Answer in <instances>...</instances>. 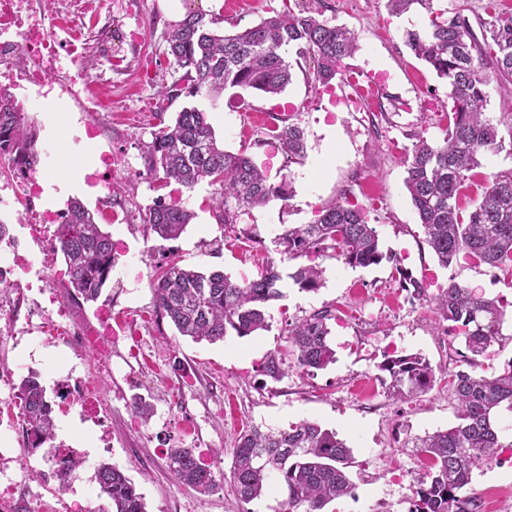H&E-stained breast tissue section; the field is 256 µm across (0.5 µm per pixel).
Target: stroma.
<instances>
[{"label":"stroma","mask_w":512,"mask_h":512,"mask_svg":"<svg viewBox=\"0 0 512 512\" xmlns=\"http://www.w3.org/2000/svg\"><path fill=\"white\" fill-rule=\"evenodd\" d=\"M286 0H147L142 17L112 11V22L141 37L125 47L126 67L107 73L112 108L91 114L112 144L114 202L125 204L129 221L105 225L113 240L126 244L135 265L118 259L112 278L97 302L72 297L67 281L53 290L69 312L67 322H90L109 343L100 353L45 342L37 327L24 335L0 334V368L11 384L28 370L39 371L47 391L69 368L94 380L106 413L100 423L76 414L56 415L60 439L80 449L82 464L72 471L66 489L43 484L40 454L20 452L15 461L21 481L8 495L34 508L37 501L59 512L62 500L98 492L96 466L108 462L139 487L148 512H284L281 498L268 494L242 504L230 481L232 452L239 436L254 426L277 427L302 419L336 431L351 448L354 489L325 512H408L411 485L428 465L414 438L447 429L455 421L449 376L463 364L462 337L448 334L432 301L449 281L480 288L487 297L512 302V288L494 269L461 259L440 266L425 241L424 229L405 188V158L418 138L442 140L448 123V85L404 45L406 29L423 27L424 14L397 16L386 0H322L324 19L347 26L358 36V49L346 59L347 71L372 72V94H359L346 81L330 86L313 79V62L294 68L280 95L227 90L218 99L199 96L168 100L165 112L149 111L161 86L175 75L166 57L171 24L195 9L215 16V31L230 34L275 15ZM487 114L499 124L501 150L480 156V165L460 197L469 210L483 195L486 179L512 169V83L490 79ZM204 110L217 140L226 150L243 152L262 167L270 183L288 182V201H271L240 215L237 228L251 229L253 239L220 224L211 208L214 186L200 183L182 192V205L194 218L178 239L155 234L146 213L167 190L147 176V147L161 123L172 122L183 107ZM39 143L53 142L67 163L70 196L93 206L95 192L84 181L96 145L75 143L76 115L60 108H30ZM305 132L306 156L288 163L270 140L269 126L280 117ZM348 193L376 228L385 254L380 264L351 267L334 256L320 258L322 285L302 292L284 286L282 299L271 302L268 329L244 338L196 343L179 336L168 319L156 314L150 284L159 264L180 262L202 271L220 270L236 281L256 278L267 261L293 271L272 244L282 225L309 223L317 208ZM427 288V300L402 290L397 269ZM333 306L329 342L336 360L326 369L304 374L289 371L275 381L259 369L272 354L287 355L290 322ZM420 354L434 373L430 390L405 401L390 397L389 376L381 371L385 354ZM154 406L149 421L130 412L134 396ZM501 456L474 470L467 495L479 512H512V413L501 416ZM194 449L210 467L216 486L199 494L177 482L166 466L167 449Z\"/></svg>","instance_id":"obj_1"}]
</instances>
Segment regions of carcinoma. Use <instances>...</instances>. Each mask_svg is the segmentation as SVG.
Here are the masks:
<instances>
[{
	"mask_svg": "<svg viewBox=\"0 0 512 512\" xmlns=\"http://www.w3.org/2000/svg\"><path fill=\"white\" fill-rule=\"evenodd\" d=\"M435 0H387L388 9L403 14L418 9L428 15L423 29H407L404 43L436 76L448 82V127L442 141L430 144L420 138L406 159L405 186L424 228L426 242L440 264L449 267L461 255L512 277V171L491 176L481 202L471 211L458 200L478 157L502 148L498 125L485 110L489 61L495 74L512 80V13H493L473 27L464 9L434 8ZM318 10L298 4L260 20L232 35H220L215 19L201 11H189L172 25L167 35L169 65L179 74L161 88L164 97L205 95L212 99L228 89L252 90L263 95L282 92L292 80L293 64L280 53L293 46L297 59L316 63L315 80L327 83L340 73L343 60L357 48L355 33L317 17ZM279 146L288 162L305 156V136L296 123L276 130ZM8 145L24 162L39 163L37 132L26 110L0 89V144ZM147 174L167 184L193 189L206 181L216 187L212 198L221 224L236 225L243 209L264 206L272 200H289L286 184H271L243 153L218 145L206 113L183 108L175 121L154 134L147 151ZM57 251L64 258L73 295L97 300L110 279L116 261L111 235L96 224L78 200L65 210ZM194 214L180 202L158 197L148 208L147 222L164 240L178 238ZM280 253L290 260L310 261L331 251L352 267L379 264L376 228L361 209L350 203L348 193L319 209L308 224L285 225L274 238ZM400 287L417 299H427L422 283L397 269ZM322 270L299 265L287 274L299 290L316 291ZM281 272L267 263L259 278L233 281L222 272L208 274L179 263L159 265L151 283L155 309L170 320L181 336L199 342L224 341L228 332L243 338L268 328L267 305L282 296ZM448 332L464 339L471 356L467 369L453 374L457 423L413 440L430 466L412 484L410 512H472L474 497L462 494L471 484L472 472L497 460V417L512 412V362L498 375L477 371V357L503 336L506 306L482 292L451 279L433 298ZM328 308L288 324L289 367L309 373L335 361L328 342ZM390 376L389 391L402 400L431 388L434 373L417 354H387L380 365ZM260 374L279 381L288 374L282 358L273 354L261 365ZM18 392L23 419L32 437L33 453L55 442L54 417L40 374L22 376ZM169 471L181 484L199 494L215 486L211 469L191 448H170ZM352 450L336 432L302 420L286 429L253 427L241 434L233 450L230 479L239 500L249 503L272 488L284 495L286 512H323L331 501L351 494L349 468ZM95 478L101 494L109 499V512H147L145 498L136 484L118 468L102 462Z\"/></svg>",
	"mask_w": 512,
	"mask_h": 512,
	"instance_id": "obj_1",
	"label": "carcinoma"
}]
</instances>
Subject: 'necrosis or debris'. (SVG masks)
<instances>
[{"label":"necrosis or debris","mask_w":512,"mask_h":512,"mask_svg":"<svg viewBox=\"0 0 512 512\" xmlns=\"http://www.w3.org/2000/svg\"><path fill=\"white\" fill-rule=\"evenodd\" d=\"M127 38L126 31L102 20L97 0H0V88L22 91L27 104L47 101L69 112L93 111L107 94L98 80V65L104 61L120 67L124 57L118 46ZM44 176L38 166L12 167L10 180L0 185V206L11 207L15 223L30 225L40 239L37 278L47 293L64 276L51 256L65 215L40 207ZM111 177L112 153L104 150L85 179L90 186L104 189L97 203L101 223L124 224L127 212L115 209L107 192ZM19 194L27 198L20 211L13 207ZM51 404L75 405L85 419H100L101 409L82 376L69 374L59 380Z\"/></svg>","instance_id":"4bbe7bcc"}]
</instances>
